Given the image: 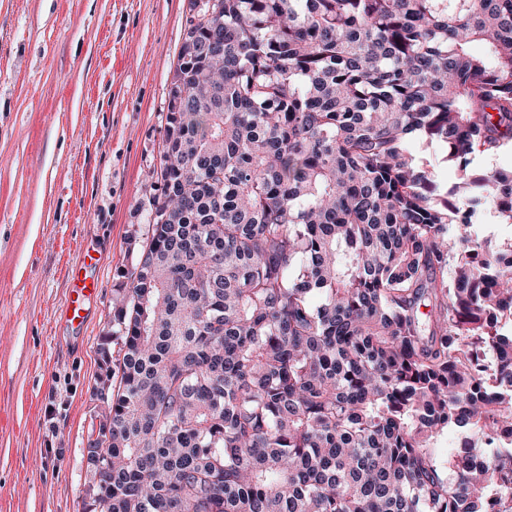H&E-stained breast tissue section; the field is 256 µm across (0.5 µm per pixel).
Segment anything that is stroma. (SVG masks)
<instances>
[{
	"instance_id": "1",
	"label": "stroma",
	"mask_w": 512,
	"mask_h": 512,
	"mask_svg": "<svg viewBox=\"0 0 512 512\" xmlns=\"http://www.w3.org/2000/svg\"><path fill=\"white\" fill-rule=\"evenodd\" d=\"M188 0H0V512H82L102 336L132 265ZM98 282L65 323L68 267Z\"/></svg>"
}]
</instances>
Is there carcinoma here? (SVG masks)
Segmentation results:
<instances>
[{"mask_svg":"<svg viewBox=\"0 0 512 512\" xmlns=\"http://www.w3.org/2000/svg\"><path fill=\"white\" fill-rule=\"evenodd\" d=\"M196 4L83 512H512V0ZM412 149L416 156L428 159L434 164L436 167V179L440 184L449 189L459 182L460 175L456 168L449 164L447 166L438 162L441 152L436 144L427 147L425 141L417 139L413 141ZM472 166L488 171L510 170L512 169V147L508 146L491 157L476 156ZM469 231L479 238L489 239L494 242L512 240V223L499 218L490 206L485 207L481 211L475 224L470 226Z\"/></svg>","mask_w":512,"mask_h":512,"instance_id":"1","label":"carcinoma"}]
</instances>
